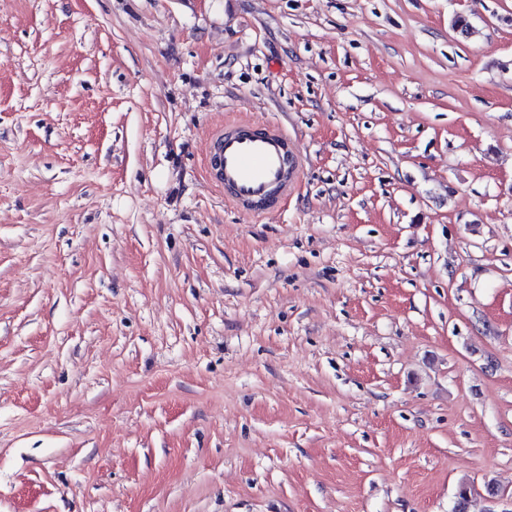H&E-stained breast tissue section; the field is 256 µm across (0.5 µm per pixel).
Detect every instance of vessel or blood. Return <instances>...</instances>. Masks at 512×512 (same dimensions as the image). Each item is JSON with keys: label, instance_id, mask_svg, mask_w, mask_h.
Returning a JSON list of instances; mask_svg holds the SVG:
<instances>
[{"label": "vessel or blood", "instance_id": "1", "mask_svg": "<svg viewBox=\"0 0 512 512\" xmlns=\"http://www.w3.org/2000/svg\"><path fill=\"white\" fill-rule=\"evenodd\" d=\"M236 124V130L213 136L221 160L218 181L228 203L253 215L271 212L299 180L303 157L280 129L244 118Z\"/></svg>", "mask_w": 512, "mask_h": 512}]
</instances>
